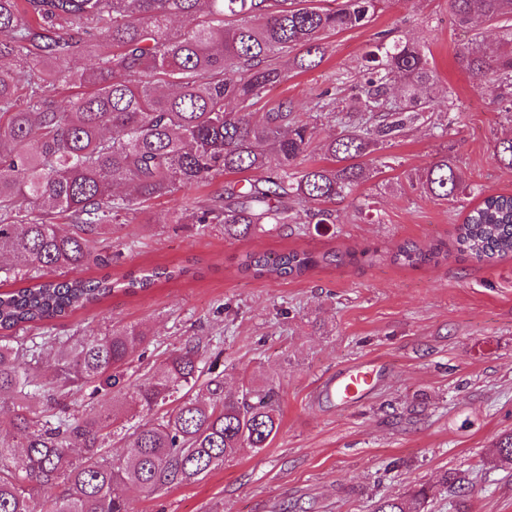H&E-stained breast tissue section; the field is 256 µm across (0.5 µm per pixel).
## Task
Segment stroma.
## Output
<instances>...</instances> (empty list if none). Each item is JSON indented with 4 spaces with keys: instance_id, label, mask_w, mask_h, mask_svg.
Here are the masks:
<instances>
[{
    "instance_id": "1",
    "label": "stroma",
    "mask_w": 512,
    "mask_h": 512,
    "mask_svg": "<svg viewBox=\"0 0 512 512\" xmlns=\"http://www.w3.org/2000/svg\"><path fill=\"white\" fill-rule=\"evenodd\" d=\"M392 29L422 46L437 74L436 109L423 113L383 151V166L334 205L329 232L311 224H266L243 238L219 224L189 223L193 208L220 191L225 175L151 202L130 224L97 244L85 279L193 264L178 280L26 330L27 340H76L123 325L148 340L125 371L141 381L175 348L199 343L224 387L275 381L280 428L266 448L243 449L203 479L146 495L126 493L129 512H372L379 497L438 484L448 472L473 483L467 512H512V467L496 466L493 440L512 432V257L479 262L454 249L456 228L489 194H512V169L494 156L512 137V120L475 92L455 63L468 35L448 0H386L365 29L328 36L317 68L290 73L267 90L257 111L293 99L301 119L325 90L350 96L375 32ZM447 136H439V126ZM447 152L472 193L425 197L419 170ZM407 242H444L448 256L417 267L393 262ZM350 252L354 261L320 266L299 278L254 279L238 272L246 252ZM375 263L359 260L362 251ZM112 264H100L104 254ZM367 362L376 387L358 405L322 391L336 371Z\"/></svg>"
}]
</instances>
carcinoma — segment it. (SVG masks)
Returning a JSON list of instances; mask_svg holds the SVG:
<instances>
[{
    "mask_svg": "<svg viewBox=\"0 0 512 512\" xmlns=\"http://www.w3.org/2000/svg\"><path fill=\"white\" fill-rule=\"evenodd\" d=\"M383 0H340L325 9L315 0H0V282L20 287L0 293V330L17 332L64 318L116 293L135 294L183 277L185 268L142 269L120 278L68 279L112 224L130 222L146 204L209 182L218 174L252 173L228 181L223 192L191 213L194 224H222L244 237L261 224H288L303 209L308 223H336L325 204L343 200L373 177L363 159L391 146L424 112L433 111L436 75L416 43L374 34L362 57L363 81L350 105L325 92L309 111L332 123L340 114L366 112L356 125L326 141L325 165L299 167L313 127L299 119L293 100L261 115L251 111L266 88L288 72L318 67L326 35L366 28ZM458 27L471 38L455 56L476 88L512 114V0H450ZM191 25L175 31L171 23ZM505 23L489 52L473 32L478 22ZM104 35L105 50L82 71L57 67L80 57ZM288 64L282 58L288 54ZM401 83L403 101H392ZM66 93L62 104L50 90ZM498 162L512 168V138L498 139ZM434 200L468 194L470 186L448 157L420 172ZM457 249L480 262L512 255V195L491 194L456 229ZM448 256L442 246L403 245L393 261L417 266ZM352 255L334 250L249 252L238 271L272 281L300 277ZM145 342L134 326L84 336L59 356L53 385L30 372L54 337L29 347L0 339V399L16 409L0 439V512H128L126 491H158L199 480L242 448L260 449L277 434V386L244 382L224 390L216 376L211 397L191 394L203 355L189 343L133 387L123 384L131 352ZM94 386L113 404L144 414V423L115 411L90 408L75 416L64 404L73 387ZM43 395L41 409L27 404ZM127 454L109 456L114 437ZM494 453L512 465V433ZM60 491L37 508L26 484ZM436 495L422 485L408 496L382 497L374 512H411Z\"/></svg>",
    "mask_w": 512,
    "mask_h": 512,
    "instance_id": "cac0c4a2",
    "label": "carcinoma"
}]
</instances>
